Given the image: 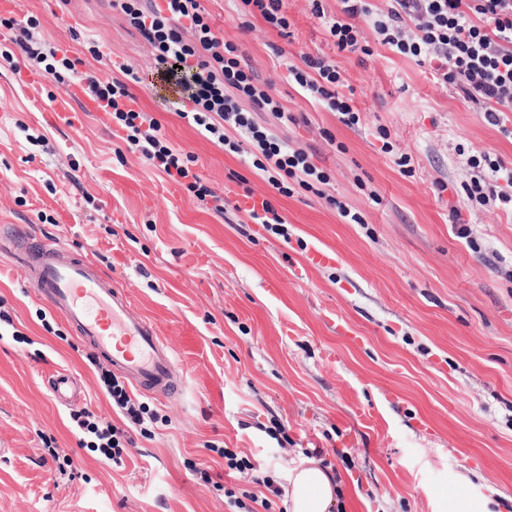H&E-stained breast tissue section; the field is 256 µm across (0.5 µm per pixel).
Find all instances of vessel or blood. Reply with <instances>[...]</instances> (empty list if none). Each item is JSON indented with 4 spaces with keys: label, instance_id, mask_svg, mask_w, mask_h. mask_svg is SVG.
Instances as JSON below:
<instances>
[{
    "label": "vessel or blood",
    "instance_id": "vessel-or-blood-1",
    "mask_svg": "<svg viewBox=\"0 0 512 512\" xmlns=\"http://www.w3.org/2000/svg\"><path fill=\"white\" fill-rule=\"evenodd\" d=\"M54 109L72 119L77 112H96L100 106L74 84L57 95ZM4 253L75 334L96 347L136 389L162 397L179 392L174 355L155 324L93 260L43 242L0 239V254ZM50 390L63 405L79 395L76 382L65 373L52 378Z\"/></svg>",
    "mask_w": 512,
    "mask_h": 512
}]
</instances>
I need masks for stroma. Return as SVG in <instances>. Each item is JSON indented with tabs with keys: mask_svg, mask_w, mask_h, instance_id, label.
I'll list each match as a JSON object with an SVG mask.
<instances>
[{
	"mask_svg": "<svg viewBox=\"0 0 512 512\" xmlns=\"http://www.w3.org/2000/svg\"><path fill=\"white\" fill-rule=\"evenodd\" d=\"M200 4L291 113L281 133L330 174L328 196L279 195L183 122L151 46L112 0H14L16 27L0 25V230L88 254L155 323L183 388L139 394L155 419L132 432L123 465L82 447L73 411L120 421L100 380L112 366L0 263V309L16 329L0 338V512H234L228 488L286 512L288 474L307 448L321 449L340 482L331 512H512V214L464 212L467 240L449 221L469 178L457 146L512 166V136L435 83L429 63L379 45L369 56L337 51L309 0H286V38L232 0ZM30 16L35 38L66 50L78 74L131 66L130 92L195 155V172L218 194L268 198L287 238L230 206L219 215L186 195L171 203L169 178L109 118L72 124L53 112L52 80L32 100L26 78L38 68L15 43ZM276 45L294 61L335 64L361 125L304 99ZM401 153L413 173L396 165ZM332 196L362 223H343ZM316 247L333 262L309 265ZM338 318L356 339L337 334ZM62 369L81 385L71 407L47 385ZM277 423L287 443L271 437ZM222 448L258 463L273 487L228 476Z\"/></svg>",
	"mask_w": 512,
	"mask_h": 512,
	"instance_id": "obj_1",
	"label": "stroma"
}]
</instances>
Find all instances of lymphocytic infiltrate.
<instances>
[{
  "label": "lymphocytic infiltrate",
  "instance_id": "lymphocytic-infiltrate-1",
  "mask_svg": "<svg viewBox=\"0 0 512 512\" xmlns=\"http://www.w3.org/2000/svg\"><path fill=\"white\" fill-rule=\"evenodd\" d=\"M311 2L338 51L368 56L372 43H380L431 63L433 78L480 104L490 124L500 125L501 113L512 112V0H387L383 10L373 0H339L340 11L332 16L322 0ZM112 5L150 44L159 80L188 102V109L176 111L180 119L226 152L243 155L279 195L291 196L299 188L325 197L330 174L305 149L279 135L276 124L288 121L287 110L270 86L258 81L239 45L212 28L200 0H113ZM18 45L43 64L45 77L69 84L75 69L71 59L48 44L35 47L22 39ZM120 71L121 78L103 81L90 75L86 83L127 147L182 184L190 197L223 213L224 198L194 172V155L173 145L149 113L130 108L132 95L123 78L132 69L125 64ZM287 71L289 83L304 98L336 113L344 125L358 126L360 113L336 65L307 55L302 65L288 64ZM466 164L472 174L463 186L464 207L490 205L512 213V167L485 151L468 155ZM101 380L126 428L101 425L86 412L73 421L90 435L91 447L119 465L131 443L128 428L143 426L149 409L116 377L105 373Z\"/></svg>",
  "mask_w": 512,
  "mask_h": 512
}]
</instances>
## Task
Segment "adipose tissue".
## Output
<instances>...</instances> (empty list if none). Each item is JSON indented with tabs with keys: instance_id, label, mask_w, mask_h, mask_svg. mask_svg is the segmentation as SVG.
Returning a JSON list of instances; mask_svg holds the SVG:
<instances>
[{
	"instance_id": "obj_1",
	"label": "adipose tissue",
	"mask_w": 512,
	"mask_h": 512,
	"mask_svg": "<svg viewBox=\"0 0 512 512\" xmlns=\"http://www.w3.org/2000/svg\"><path fill=\"white\" fill-rule=\"evenodd\" d=\"M288 512H329L338 495V483L330 469L311 460L294 468L289 477Z\"/></svg>"
}]
</instances>
